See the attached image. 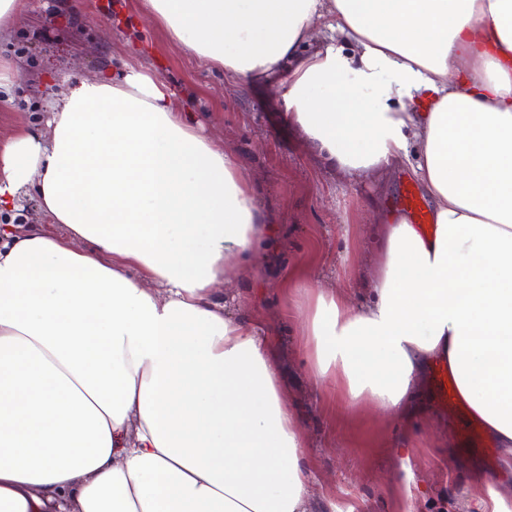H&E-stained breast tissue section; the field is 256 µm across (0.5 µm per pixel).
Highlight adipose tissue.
<instances>
[{"mask_svg":"<svg viewBox=\"0 0 512 512\" xmlns=\"http://www.w3.org/2000/svg\"><path fill=\"white\" fill-rule=\"evenodd\" d=\"M144 2L192 56L276 82L336 172L416 157L433 234L384 217L370 277L299 284L311 374L408 419L444 363L507 456L467 512H512V0ZM47 126L0 142V214L30 191L49 219L0 225V512H336L270 329L215 296L272 232L237 162L135 67L63 85Z\"/></svg>","mask_w":512,"mask_h":512,"instance_id":"1","label":"adipose tissue"}]
</instances>
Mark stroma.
Instances as JSON below:
<instances>
[{
  "label": "stroma",
  "instance_id": "stroma-1",
  "mask_svg": "<svg viewBox=\"0 0 512 512\" xmlns=\"http://www.w3.org/2000/svg\"><path fill=\"white\" fill-rule=\"evenodd\" d=\"M31 9L0 37V57L19 66L9 97L0 98V140L15 128L45 132L47 91L129 63L153 72L183 98L210 139L255 183L257 198L274 224L275 241L253 254L251 271L222 286L237 295L240 313L261 314L273 330L276 362L288 376V401L308 435L305 456L314 497H328L336 512H404L405 497L393 453L407 432L411 461L427 496L423 512H463L474 478L493 480L498 448L485 436H464V411L439 401L434 372H427L410 421L362 407L350 412L339 385L316 383L298 310L303 300L282 290L283 274H307L319 286L348 287L368 274L371 252L363 241L380 213L403 214L407 186L419 180L410 161L389 179L339 176L318 161L289 125L276 87L252 89L222 69L191 56L158 28L144 0H31ZM463 461L449 471L441 453Z\"/></svg>",
  "mask_w": 512,
  "mask_h": 512
}]
</instances>
